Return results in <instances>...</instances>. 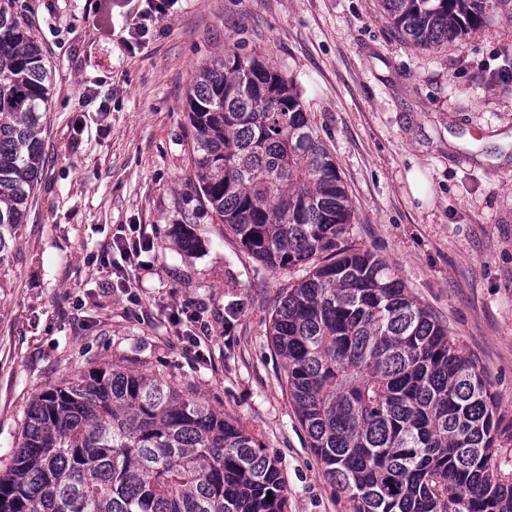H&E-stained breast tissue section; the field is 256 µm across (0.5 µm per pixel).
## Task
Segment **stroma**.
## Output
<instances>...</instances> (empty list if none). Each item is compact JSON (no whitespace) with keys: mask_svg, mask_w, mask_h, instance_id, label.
<instances>
[{"mask_svg":"<svg viewBox=\"0 0 512 512\" xmlns=\"http://www.w3.org/2000/svg\"><path fill=\"white\" fill-rule=\"evenodd\" d=\"M16 0L52 78L46 160L0 270V467L35 395L118 364L200 396L275 459L288 512H353L284 384L271 317L299 269L256 259L198 197L187 94L230 40L293 79L336 161L346 241L384 259L483 370L512 448V13L453 45L402 41L382 0ZM190 223L197 244L171 233ZM140 243L134 258L118 246ZM185 310L173 323L175 310ZM146 7L137 10L130 27V36L138 40L149 30L148 24L170 15L177 0H146Z\"/></svg>","mask_w":512,"mask_h":512,"instance_id":"stroma-1","label":"stroma"}]
</instances>
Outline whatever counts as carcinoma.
<instances>
[{
	"instance_id": "obj_1",
	"label": "carcinoma",
	"mask_w": 512,
	"mask_h": 512,
	"mask_svg": "<svg viewBox=\"0 0 512 512\" xmlns=\"http://www.w3.org/2000/svg\"><path fill=\"white\" fill-rule=\"evenodd\" d=\"M407 43H452L512 0H383ZM235 39L188 97L199 196L274 269L310 263L279 302L271 341L310 448L354 512H512L482 372L386 261L344 245L351 207L293 85ZM47 70L0 6V267L44 165ZM502 459L490 468L493 457ZM0 512H286L258 440L200 398L117 366L39 394Z\"/></svg>"
}]
</instances>
